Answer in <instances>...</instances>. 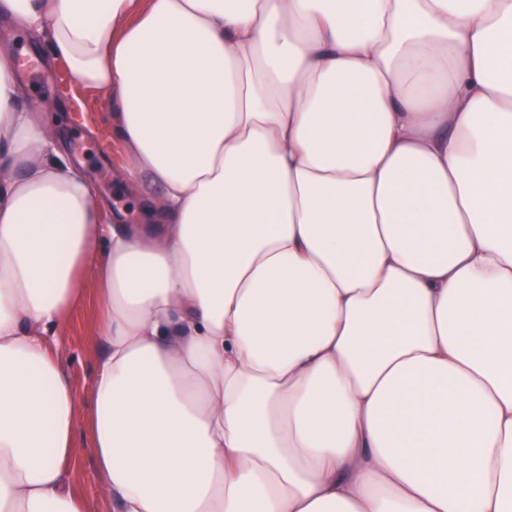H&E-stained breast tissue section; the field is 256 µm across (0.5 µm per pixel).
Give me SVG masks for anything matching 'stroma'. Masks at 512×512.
Wrapping results in <instances>:
<instances>
[{
  "label": "stroma",
  "mask_w": 512,
  "mask_h": 512,
  "mask_svg": "<svg viewBox=\"0 0 512 512\" xmlns=\"http://www.w3.org/2000/svg\"><path fill=\"white\" fill-rule=\"evenodd\" d=\"M7 46L15 54L38 59L43 67L42 80L30 81L29 97L33 102H55L64 116L61 132L63 146L84 163V170L93 180L99 196L114 208L126 211L128 222L139 220L133 201L122 192L115 171L121 155L112 147V127L108 113L97 111L91 92H79L77 100H70L67 91L70 76L67 67L50 61L46 50L24 36L0 33V46ZM97 302L91 291H84L81 301L56 330L59 359L69 375L77 398L88 402L92 393V373L103 346L96 337ZM71 479L86 499L89 512H113L112 502L100 490L99 476L91 452L89 424H82L74 452Z\"/></svg>",
  "instance_id": "stroma-1"
}]
</instances>
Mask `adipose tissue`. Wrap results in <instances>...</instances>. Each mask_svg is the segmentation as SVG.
Returning a JSON list of instances; mask_svg holds the SVG:
<instances>
[{"label":"adipose tissue","instance_id":"ef3b65f1","mask_svg":"<svg viewBox=\"0 0 512 512\" xmlns=\"http://www.w3.org/2000/svg\"><path fill=\"white\" fill-rule=\"evenodd\" d=\"M0 512H512V0H0ZM90 408L54 332L84 289ZM2 45L9 46L16 54L38 59L43 67V80H33L40 76L37 63L33 59L22 61L24 70L31 77L19 73L29 84V97L33 102L53 101L64 116L61 132L64 149L85 164L84 170L93 180L99 196L110 203L114 210L124 208L128 223H137L139 213L133 201L122 192L115 171L121 163V155L112 150V127L109 114L99 112L94 107V95L88 91L77 93L81 104H73L67 96L70 76L67 67L60 62L49 60L46 50L25 36H5L0 33ZM25 48V50H23ZM21 56V57H22ZM71 479L86 499L90 512H113L112 501L101 493L99 476L94 467L91 452L89 421L81 425L74 452Z\"/></svg>","mask_w":512,"mask_h":512}]
</instances>
